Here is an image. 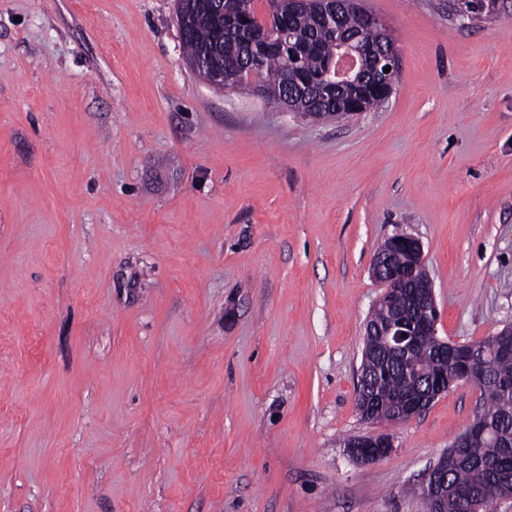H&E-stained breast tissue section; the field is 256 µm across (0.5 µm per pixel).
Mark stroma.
Listing matches in <instances>:
<instances>
[{
	"label": "stroma",
	"mask_w": 512,
	"mask_h": 512,
	"mask_svg": "<svg viewBox=\"0 0 512 512\" xmlns=\"http://www.w3.org/2000/svg\"><path fill=\"white\" fill-rule=\"evenodd\" d=\"M376 110L218 89L176 0H0V512H425L471 383L376 432L355 406L370 266L423 244L437 334L512 324V0H365ZM355 447L362 448L361 453L367 463H374L391 451L392 441L385 433H377L368 437L354 438ZM386 447V448H375Z\"/></svg>",
	"instance_id": "1"
}]
</instances>
